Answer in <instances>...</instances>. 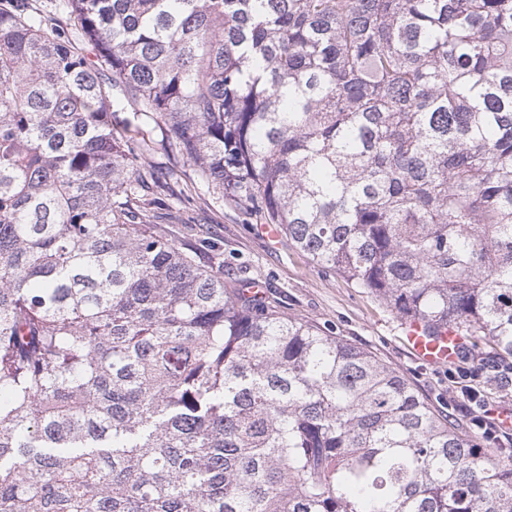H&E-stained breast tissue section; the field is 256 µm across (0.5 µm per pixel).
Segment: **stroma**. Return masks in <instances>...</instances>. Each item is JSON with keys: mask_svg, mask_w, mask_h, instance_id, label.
<instances>
[{"mask_svg": "<svg viewBox=\"0 0 512 512\" xmlns=\"http://www.w3.org/2000/svg\"><path fill=\"white\" fill-rule=\"evenodd\" d=\"M170 194L191 198L193 221L180 223L175 216L162 215L157 229L178 245L197 251L201 262L212 256L224 260V282L234 287L237 279L262 283L285 318L316 326L325 333L372 353L383 364L403 375L418 394L439 413L452 414L465 430H472V411L465 409L459 388L449 375L482 362L478 383L482 402L499 421L498 444L512 447V386L499 380L500 361L495 355L465 348L456 363L432 366L417 361L403 342L400 318L379 297L357 287L338 271L320 266L287 238L270 242L259 235L256 220L233 204H203L193 188L178 182Z\"/></svg>", "mask_w": 512, "mask_h": 512, "instance_id": "stroma-1", "label": "stroma"}]
</instances>
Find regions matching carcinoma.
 <instances>
[{"mask_svg": "<svg viewBox=\"0 0 512 512\" xmlns=\"http://www.w3.org/2000/svg\"><path fill=\"white\" fill-rule=\"evenodd\" d=\"M50 7L0 3V512H512V448L152 212L161 156L508 364L512 0Z\"/></svg>", "mask_w": 512, "mask_h": 512, "instance_id": "1", "label": "carcinoma"}]
</instances>
